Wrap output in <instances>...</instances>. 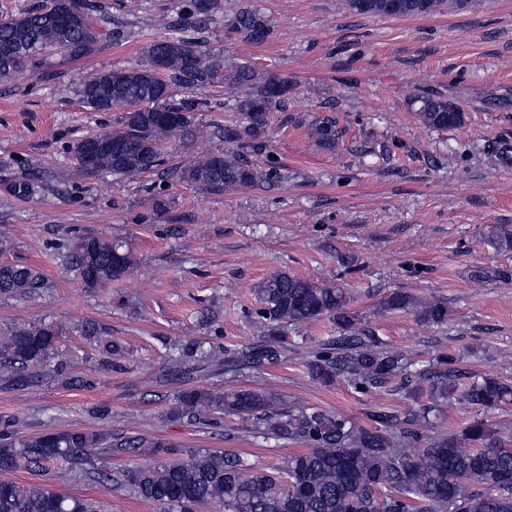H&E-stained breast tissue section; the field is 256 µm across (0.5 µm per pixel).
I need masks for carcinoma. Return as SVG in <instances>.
<instances>
[{
	"mask_svg": "<svg viewBox=\"0 0 512 512\" xmlns=\"http://www.w3.org/2000/svg\"><path fill=\"white\" fill-rule=\"evenodd\" d=\"M456 0H346L359 14L397 17L428 16L452 7ZM54 15L42 9L0 19V79H10L34 66L49 67L53 59L76 61L99 51L106 17L96 14L88 0H54ZM205 19L187 23L188 33L161 37L144 49L145 60L136 67L108 70L81 81L79 93L91 112L123 111L120 127L76 140L75 157L93 142L100 147L96 164L87 173L110 171L132 180L160 166L158 147L167 139L195 144L193 112L202 100H169L170 82L157 74V63L171 82L202 87L218 76L224 84L245 89L238 108L240 125L226 126L224 140L243 149H262L269 113L284 106L296 84L282 74L259 76L248 66L227 63L204 50L193 32ZM236 30L249 42L268 35L256 13L245 11ZM417 117L429 129H448L463 123V113L447 101L416 97ZM338 121L326 116L311 126L309 135L325 148L336 146ZM183 182L220 190L249 186L273 178V172L254 168L238 151L208 152L174 171ZM491 243L512 249V229L489 230ZM70 267L87 288H101L131 274L136 260L127 241L88 237L69 255ZM49 283L35 268L0 264V296L41 294ZM259 316L266 321L263 339L236 352V358L260 364L281 357L288 327L328 318L339 330L331 342L306 356L308 378L325 386L344 382L367 391L403 376L402 390L413 393L420 381L432 380L435 399L457 397L479 410L512 401V386L486 378L459 390L463 374L440 358L427 369L411 370L412 363L399 350L382 346L358 313L350 297L334 285H319L286 272H275L254 288ZM381 312L409 311L423 323L445 325L450 313L444 298H421L395 290L378 302ZM83 334L116 355L120 348L102 338L93 323ZM62 328L55 324H28L0 333V374L17 387L33 382L30 368L54 360L52 376L62 384L83 388L96 383L92 375L72 376L57 340ZM170 369L178 373L189 365L199 372L220 374L224 347L176 345L169 355ZM436 407L422 404L400 415L379 409L370 415L371 426L358 427L341 414L288 407L269 391L214 390L197 386L182 391L167 413L171 420L201 421L211 415H232L250 424L257 434L299 441L306 450L288 456L268 471L235 455L205 449L179 452L163 439L124 432L48 428L32 436H19L4 424L0 431V512H98L95 503L56 493L39 485L20 487L5 478L21 465L40 470L44 463L62 460L77 474L97 479L152 502L168 512H512V437L503 438L483 419L444 437H431L424 428ZM421 444L409 448L410 442ZM137 453L151 457L141 467L112 475L108 459ZM484 486L471 492L468 485Z\"/></svg>",
	"mask_w": 512,
	"mask_h": 512,
	"instance_id": "obj_1",
	"label": "carcinoma"
}]
</instances>
